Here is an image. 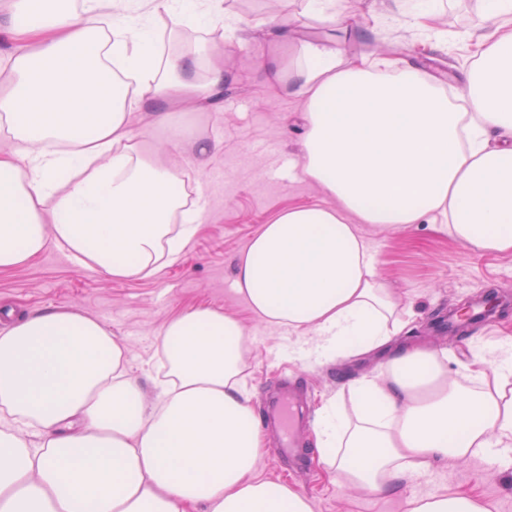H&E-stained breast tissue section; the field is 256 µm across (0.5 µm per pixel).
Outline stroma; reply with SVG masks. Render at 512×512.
Returning <instances> with one entry per match:
<instances>
[{"label":"stroma","instance_id":"1","mask_svg":"<svg viewBox=\"0 0 512 512\" xmlns=\"http://www.w3.org/2000/svg\"><path fill=\"white\" fill-rule=\"evenodd\" d=\"M484 7V0H437L431 26L447 32L443 42L406 26L396 0H341L357 27L351 37L309 15L307 0H219L218 18L200 30L175 28L167 15L154 16L160 56L195 51L200 71L217 59L227 75L218 102L179 115L196 127L199 139L211 143L206 163L197 165L191 143L162 157L178 169L187 195H203L206 202L194 239L177 263L154 276L126 281L78 267L63 250L48 248L24 266L0 271V310L22 317L65 307L98 320L127 347L129 374L149 403L154 400V379L165 373L161 333L166 324L197 307L236 316L246 332L244 380L266 435L257 476L302 492L313 512H403L401 498L331 481L314 444L317 412L325 401L337 394L348 397L350 381L378 371L385 353L316 359L311 353L314 332L261 323L235 289L236 261L262 224L290 205L334 203L301 173L302 98L290 85L265 90L254 69L262 58L296 65L308 41L333 43L350 58H388L420 67L449 99L457 100L476 42L485 34ZM228 16L239 26L232 36L224 31ZM274 25L287 31V43L267 44V29ZM460 31L468 32V39H457ZM358 231L369 243L376 277L389 281L399 308L414 315L399 342L447 351L446 365L453 375L474 353L512 336V254L471 251L440 224L427 221L402 231L362 224ZM489 294L498 297L503 313L470 323L462 334L449 330V311ZM287 387L296 392L307 419L301 449L293 458L279 456V439L266 417L268 404ZM434 489L473 494L488 512H512V467L498 456L481 455L466 463L451 460L404 482L409 496Z\"/></svg>","mask_w":512,"mask_h":512}]
</instances>
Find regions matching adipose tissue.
<instances>
[{
  "label": "adipose tissue",
  "instance_id": "ef3b65f1",
  "mask_svg": "<svg viewBox=\"0 0 512 512\" xmlns=\"http://www.w3.org/2000/svg\"><path fill=\"white\" fill-rule=\"evenodd\" d=\"M173 24L207 27L212 0H152ZM483 42L467 74L464 117L418 67L386 78L333 46L303 47L295 69L262 63L259 82L293 84L304 102L302 170L334 198L292 206L251 238L235 287L260 322L318 335V357L388 346L407 323L377 279L357 224L402 229L442 217L477 252L512 253V0H486ZM10 82L0 94V270L52 246L107 277L146 278L177 262L202 207L186 208L169 165L149 159L131 126L147 112L183 146L173 105L224 91L223 65L160 59L131 0H12L0 9ZM244 327L216 310L169 321L170 383L146 406L125 349L99 321L38 310L0 330V512H313L310 499L254 475L264 446L242 383ZM394 350L354 380L353 416L320 409L315 439L329 473L386 496L436 463L512 446V337L462 364ZM478 390H470V383ZM405 512H487L435 490Z\"/></svg>",
  "mask_w": 512,
  "mask_h": 512
}]
</instances>
